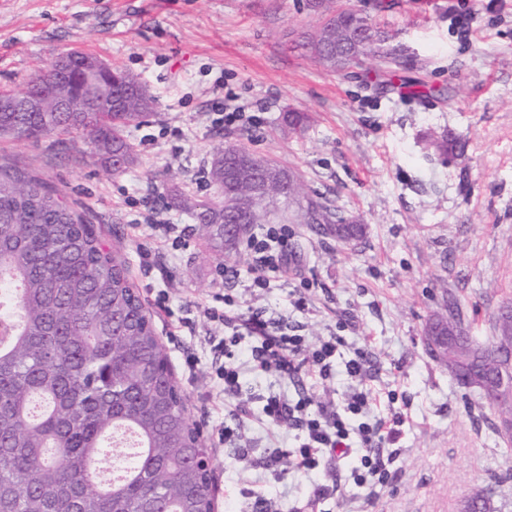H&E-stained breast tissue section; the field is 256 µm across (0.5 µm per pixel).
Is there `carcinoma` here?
Here are the masks:
<instances>
[{
  "label": "carcinoma",
  "instance_id": "1",
  "mask_svg": "<svg viewBox=\"0 0 512 512\" xmlns=\"http://www.w3.org/2000/svg\"><path fill=\"white\" fill-rule=\"evenodd\" d=\"M321 17L299 47L323 66L346 72L367 58L398 63L390 46L394 34L370 16L367 31L355 35L361 12L337 0H306ZM105 76L71 75V111L0 112V137L38 141L54 135L66 145L80 136L97 146L99 161L112 174L125 172L134 156L125 130L155 107L147 94L114 111L106 105L86 111L102 98ZM43 81L32 78L15 99H40ZM308 117L286 112L283 123L301 133ZM435 152H464L446 135L433 139ZM288 170L242 145L214 153L209 175L222 198L196 202L176 194L173 207L188 213L215 253H237L239 239L227 240L228 225L249 234L264 223L276 187L260 199L252 182L268 166ZM286 206L315 215L311 227L351 244L364 236L358 221L331 208L317 194H288ZM511 323L495 322L494 336L470 337L472 359L451 350L439 356L454 378L469 369L486 385L478 360ZM167 359L155 336L124 261L107 250L82 212L64 203L41 178L0 165V512H210L211 477L197 465L186 397L162 367ZM127 429L143 443L121 481L105 476L115 457L114 433Z\"/></svg>",
  "mask_w": 512,
  "mask_h": 512
}]
</instances>
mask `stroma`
Here are the masks:
<instances>
[{
  "label": "stroma",
  "instance_id": "obj_1",
  "mask_svg": "<svg viewBox=\"0 0 512 512\" xmlns=\"http://www.w3.org/2000/svg\"><path fill=\"white\" fill-rule=\"evenodd\" d=\"M392 30L402 56L398 82L376 81L368 61L333 72L291 49L296 33L317 26L305 0H0V92L24 91L29 78L76 49L137 74L155 108L128 140L135 163L105 173L90 144L67 146L0 138V163L35 174L84 210L112 252L125 259L168 357L188 396V413L211 460L215 512H297L324 475L294 470L292 432L261 415L266 397L305 393L339 400L350 380L344 360L362 348L373 414L390 404L405 422L395 446L398 474L368 512H460L478 485L495 483L498 512H512V458L493 430L495 417L476 392L462 388L428 351L426 324L454 303L463 325L485 337L504 301H512V0H345ZM473 15L461 39L458 13ZM452 90L447 99L413 96L407 84ZM233 92L256 124L227 130L214 120ZM308 113L300 138L279 124L283 112ZM465 142L443 158L431 137ZM240 144L292 169L344 214L360 217L364 237L345 245L294 225L287 274L257 300L264 318L285 319L308 343L338 334L342 361L324 382L301 372L297 383L253 367L238 400L224 399L214 347L222 328L207 309L244 282L222 268H243L206 247L189 214L169 204L172 190L216 197L207 173L217 145ZM159 209L182 232L172 248L141 218ZM150 251L151 265L140 254ZM315 285L308 309L294 308L296 275ZM166 304H158L160 292ZM199 363L187 371L183 358ZM248 409L238 416L236 402ZM239 425L234 444L220 425Z\"/></svg>",
  "mask_w": 512,
  "mask_h": 512
}]
</instances>
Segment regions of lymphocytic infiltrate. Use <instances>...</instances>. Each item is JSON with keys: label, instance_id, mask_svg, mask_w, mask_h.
<instances>
[{"label": "lymphocytic infiltrate", "instance_id": "lymphocytic-infiltrate-1", "mask_svg": "<svg viewBox=\"0 0 512 512\" xmlns=\"http://www.w3.org/2000/svg\"><path fill=\"white\" fill-rule=\"evenodd\" d=\"M290 239L291 233L284 224H264L251 232L244 242L248 273L244 295L256 298L284 276L292 254ZM224 303L229 307L228 312L213 314L212 319L227 332L225 346L249 340L252 359L267 373L293 379L306 368L322 381L331 376L336 356L344 344L342 337L323 338L311 345L305 337L288 334L260 313L233 312V296H225ZM369 367V358L361 351L346 361L350 385L337 403L316 404L306 397L292 401L276 394L267 398L262 407L264 418L297 433V445L290 454L297 470L307 473L319 469L325 459L347 460L355 455L364 469L356 477L358 483L371 479L389 481L391 472L383 446L397 436L404 416L394 412L387 418L363 422V415L370 411L371 398L363 387Z\"/></svg>", "mask_w": 512, "mask_h": 512}]
</instances>
